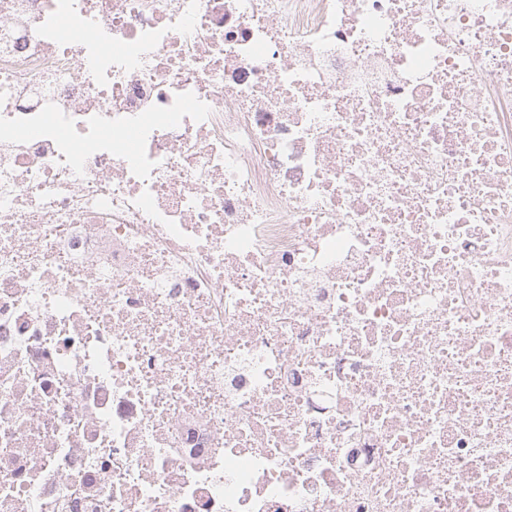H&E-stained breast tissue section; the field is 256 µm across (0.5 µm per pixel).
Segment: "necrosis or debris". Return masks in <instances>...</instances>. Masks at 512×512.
<instances>
[{
    "label": "necrosis or debris",
    "mask_w": 512,
    "mask_h": 512,
    "mask_svg": "<svg viewBox=\"0 0 512 512\" xmlns=\"http://www.w3.org/2000/svg\"><path fill=\"white\" fill-rule=\"evenodd\" d=\"M0 512H512V0H0Z\"/></svg>",
    "instance_id": "necrosis-or-debris-1"
}]
</instances>
